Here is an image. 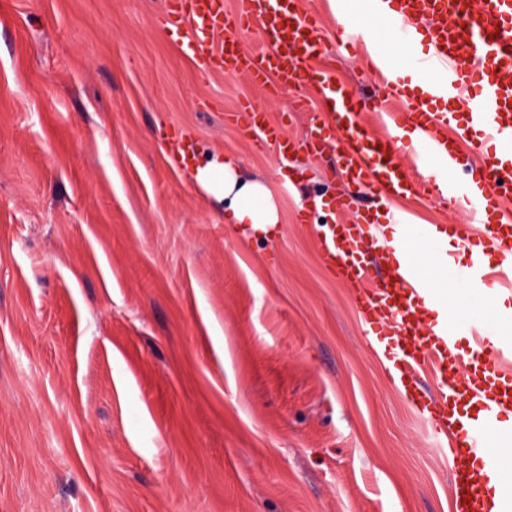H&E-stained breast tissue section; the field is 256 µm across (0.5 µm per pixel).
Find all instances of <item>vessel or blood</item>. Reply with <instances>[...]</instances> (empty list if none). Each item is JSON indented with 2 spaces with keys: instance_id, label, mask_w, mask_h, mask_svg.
Instances as JSON below:
<instances>
[{
  "instance_id": "1",
  "label": "vessel or blood",
  "mask_w": 512,
  "mask_h": 512,
  "mask_svg": "<svg viewBox=\"0 0 512 512\" xmlns=\"http://www.w3.org/2000/svg\"><path fill=\"white\" fill-rule=\"evenodd\" d=\"M401 37L413 40L420 19L431 54L414 59L417 75L434 76L433 91L420 95L392 83L397 107L388 109L383 129L364 125L366 103L354 88L336 78L334 65L318 38L314 15L301 0H237L232 16L224 0H168L173 26L191 22L187 44L211 70L227 76L247 75L272 94L316 90L321 110L299 147L311 156L329 146L338 149L339 185L328 205L348 215V222L328 225L319 234V258L336 279L358 288L357 309L369 341L381 350L387 373L415 412L430 426L452 469V512H512V481L494 452L512 441V341L479 324L431 321L427 292L431 265L458 272L484 289L500 287L499 271L512 270V0H387ZM256 27L267 45L259 51L226 54L209 49L215 32L227 27ZM252 118L259 147H275L287 158L297 145L281 127L265 122L262 109L243 101ZM465 121H457L459 110ZM424 133L402 141L406 128ZM477 156L466 177L439 179L438 170L457 160L462 149ZM367 191L392 201L433 193L448 196L478 236H464L472 263L457 268L452 253L432 246L430 261L395 263L394 245L375 237L374 254L361 243L373 235L385 214L354 207L357 193ZM493 255L498 271L483 260ZM467 335L469 358L458 352V335ZM432 366L436 393L418 378Z\"/></svg>"
}]
</instances>
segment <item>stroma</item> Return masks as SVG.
I'll return each instance as SVG.
<instances>
[{
	"mask_svg": "<svg viewBox=\"0 0 512 512\" xmlns=\"http://www.w3.org/2000/svg\"><path fill=\"white\" fill-rule=\"evenodd\" d=\"M304 5L336 77L384 101L363 43ZM245 98L303 140L311 113L210 72L164 0H0V512H451L447 459L299 221L336 151L257 149ZM177 130L269 184L278 237L225 223Z\"/></svg>",
	"mask_w": 512,
	"mask_h": 512,
	"instance_id": "35a3bbf8",
	"label": "stroma"
}]
</instances>
